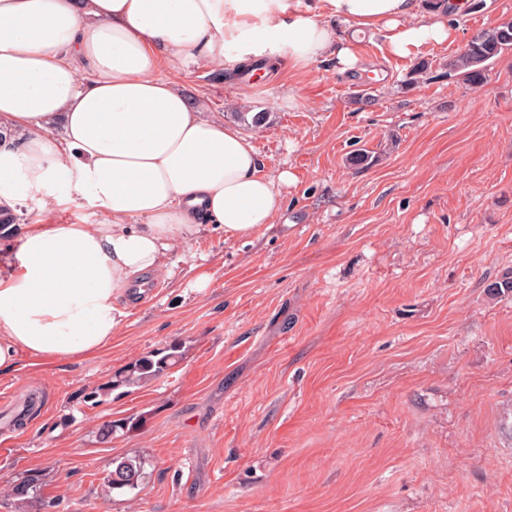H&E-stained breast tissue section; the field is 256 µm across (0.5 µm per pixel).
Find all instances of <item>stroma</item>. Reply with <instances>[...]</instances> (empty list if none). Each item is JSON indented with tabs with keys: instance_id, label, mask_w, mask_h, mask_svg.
I'll return each instance as SVG.
<instances>
[{
	"instance_id": "1",
	"label": "stroma",
	"mask_w": 512,
	"mask_h": 512,
	"mask_svg": "<svg viewBox=\"0 0 512 512\" xmlns=\"http://www.w3.org/2000/svg\"><path fill=\"white\" fill-rule=\"evenodd\" d=\"M448 22L453 42L410 57L363 40L359 74L166 71L294 181L256 236L173 248L100 355L0 375L41 398L0 423V512H512V294L485 290L512 269V49L482 86L448 73L512 0ZM173 345L165 374L98 395ZM133 456L146 482L107 491ZM29 474L37 495L15 496Z\"/></svg>"
}]
</instances>
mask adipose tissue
Returning a JSON list of instances; mask_svg holds the SVG:
<instances>
[{"mask_svg": "<svg viewBox=\"0 0 512 512\" xmlns=\"http://www.w3.org/2000/svg\"><path fill=\"white\" fill-rule=\"evenodd\" d=\"M463 0H0V209L51 212L87 196L96 224L0 228V372L19 356L92 357L123 299L204 224L248 238L273 223L293 176L249 137L189 104L161 68L237 70L259 58L359 70L360 38L403 57L452 40ZM345 24L334 33L327 19ZM23 142H15L17 133Z\"/></svg>", "mask_w": 512, "mask_h": 512, "instance_id": "adipose-tissue-1", "label": "adipose tissue"}]
</instances>
